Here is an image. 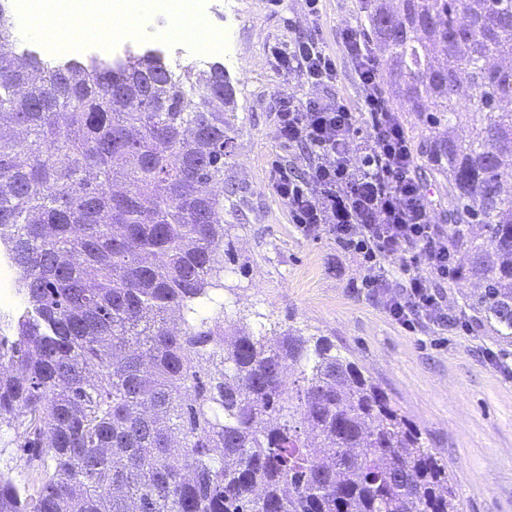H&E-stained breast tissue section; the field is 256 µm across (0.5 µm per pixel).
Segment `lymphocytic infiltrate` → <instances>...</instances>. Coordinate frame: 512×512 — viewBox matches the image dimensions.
<instances>
[{"instance_id":"f902f5d3","label":"lymphocytic infiltrate","mask_w":512,"mask_h":512,"mask_svg":"<svg viewBox=\"0 0 512 512\" xmlns=\"http://www.w3.org/2000/svg\"><path fill=\"white\" fill-rule=\"evenodd\" d=\"M341 46L363 91L360 109L340 96L282 97L275 137L284 146L306 147L310 165L301 178L276 167L270 186L304 236L327 235L367 266L363 287L397 324L412 330L420 322L444 323L448 301L438 287L456 271L454 253L432 222L404 122L380 86L374 47L352 27L343 30ZM272 57L312 88L338 77L335 56L314 38H294ZM392 260L408 266L402 279L390 278L385 264Z\"/></svg>"}]
</instances>
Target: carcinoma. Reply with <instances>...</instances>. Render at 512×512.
<instances>
[{"mask_svg": "<svg viewBox=\"0 0 512 512\" xmlns=\"http://www.w3.org/2000/svg\"><path fill=\"white\" fill-rule=\"evenodd\" d=\"M363 22L448 183L468 307L512 338V0H366ZM15 44L0 0V244L26 303L0 336V421L32 475L0 471V512H461L333 342L224 323V67L20 65Z\"/></svg>", "mask_w": 512, "mask_h": 512, "instance_id": "carcinoma-1", "label": "carcinoma"}]
</instances>
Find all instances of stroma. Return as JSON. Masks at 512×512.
Listing matches in <instances>:
<instances>
[{
    "label": "stroma",
    "mask_w": 512,
    "mask_h": 512,
    "mask_svg": "<svg viewBox=\"0 0 512 512\" xmlns=\"http://www.w3.org/2000/svg\"><path fill=\"white\" fill-rule=\"evenodd\" d=\"M237 19L210 26L228 52L213 61L229 71L237 110L232 152L219 184L224 201V319L253 330L294 328L323 336L364 371L427 437L448 466L463 512H512V342L482 326L467 301L470 284H442L448 320L406 330L363 288L366 270L333 239L304 237L271 187L274 162L304 173L300 150L280 147L274 114L282 95L313 88L277 70L270 50L297 36L321 38L335 54L332 93L357 103L361 89L340 34L357 26V0H321L318 19L306 0H227Z\"/></svg>",
    "instance_id": "stroma-1"
}]
</instances>
